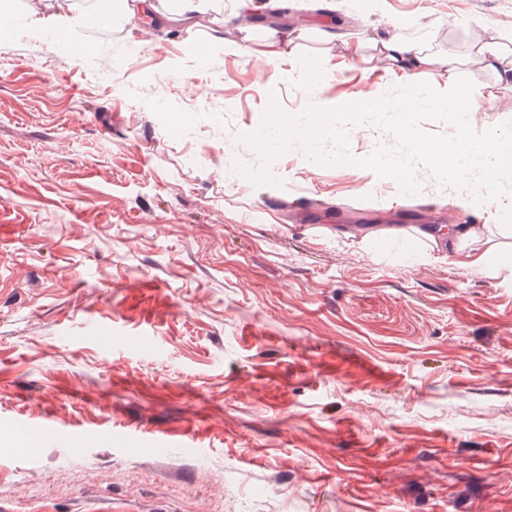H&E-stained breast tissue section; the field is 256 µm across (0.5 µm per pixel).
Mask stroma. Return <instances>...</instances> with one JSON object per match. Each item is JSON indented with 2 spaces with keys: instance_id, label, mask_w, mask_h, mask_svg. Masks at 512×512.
I'll use <instances>...</instances> for the list:
<instances>
[{
  "instance_id": "1",
  "label": "stroma",
  "mask_w": 512,
  "mask_h": 512,
  "mask_svg": "<svg viewBox=\"0 0 512 512\" xmlns=\"http://www.w3.org/2000/svg\"><path fill=\"white\" fill-rule=\"evenodd\" d=\"M34 10L76 8L15 0L0 43V512H512V184L467 204L420 166L414 200L296 146L282 187L234 170L272 99L465 76L472 128L512 122L479 51L512 0H291L278 26L96 0L109 39L66 44ZM39 420L65 431L32 448ZM383 57L391 65H396L401 69L412 68L416 64L427 62L425 57H419L414 50V46L402 39L389 40L382 44Z\"/></svg>"
}]
</instances>
